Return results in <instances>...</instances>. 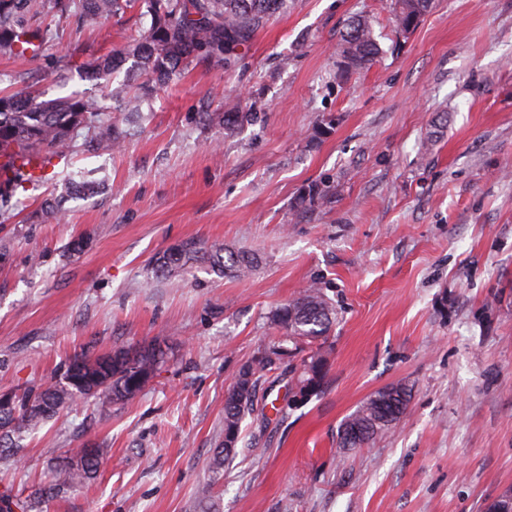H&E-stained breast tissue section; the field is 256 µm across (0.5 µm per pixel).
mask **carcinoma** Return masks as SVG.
Listing matches in <instances>:
<instances>
[{
  "instance_id": "cac0c4a2",
  "label": "carcinoma",
  "mask_w": 512,
  "mask_h": 512,
  "mask_svg": "<svg viewBox=\"0 0 512 512\" xmlns=\"http://www.w3.org/2000/svg\"><path fill=\"white\" fill-rule=\"evenodd\" d=\"M395 33L412 32L432 7V0H391ZM288 9V0H0V56L27 63L41 57L54 42L57 28L72 17L104 23L112 16L137 10L150 17L144 36L117 49L79 59L77 50L67 62L79 60L85 77L97 81L102 94L72 92L49 97L32 87L0 89V215L12 209L15 190L28 176L14 169L18 157L70 156L82 148L110 151L121 147L123 135L107 102L122 100L126 112H141L153 93L145 83L137 94L117 73L132 62L149 79L165 84L188 62L202 60L227 68L238 58L254 34L273 16ZM381 48L374 27L366 17L351 21L339 41L336 78L344 79L370 66ZM251 113L229 110L204 112L203 121L224 127L232 137L250 120ZM258 263L249 251H228L224 246L205 247L194 240L177 243L155 258L156 268L172 272L206 264L225 277L248 275ZM272 322L282 339L260 356L243 364L224 401V437L215 448L209 474L197 487L194 512H220L216 487L224 477V462L231 458L240 439L243 419L256 410V390L265 372L293 358L309 346L302 359L300 394L318 392L325 377V342L336 322V309L323 289L312 284L288 304L275 310ZM166 363L160 345L148 342L136 348L119 347L108 354L77 353L64 363L58 379L43 388L26 387L6 392L12 403L0 405V458L19 463L23 438L40 428L65 407L94 397L101 409L134 399ZM411 390L404 384L387 387L367 399L338 429V446L363 448L385 435L406 414ZM100 448L86 444L75 448L67 465L55 473L53 483L21 499L8 490L0 492V512H41L39 505L60 490L81 486L94 479Z\"/></svg>"
}]
</instances>
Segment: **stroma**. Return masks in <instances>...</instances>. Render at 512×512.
Listing matches in <instances>:
<instances>
[{
    "instance_id": "35a3bbf8",
    "label": "stroma",
    "mask_w": 512,
    "mask_h": 512,
    "mask_svg": "<svg viewBox=\"0 0 512 512\" xmlns=\"http://www.w3.org/2000/svg\"><path fill=\"white\" fill-rule=\"evenodd\" d=\"M391 0H289L232 69L191 64L129 125L122 151H84L18 190L0 223V391L40 387L65 361L164 340L170 360L131 402L65 407L0 462L25 495L67 456L99 445L91 482L42 512H193L238 368L279 338L272 312L317 283L337 320L318 394L299 370L265 373L218 488L222 512H487L512 494V0H433L397 37ZM366 15L382 52L336 78L345 23ZM150 25L129 11L109 39L70 18L37 60L0 57V87L98 93L61 67ZM252 113L234 137L201 118ZM331 187L298 207L308 185ZM62 199L57 221L39 213ZM84 249L69 254L70 241ZM194 239L256 253L245 279L204 264L155 271ZM412 388L404 418L364 448L340 423L378 389Z\"/></svg>"
}]
</instances>
